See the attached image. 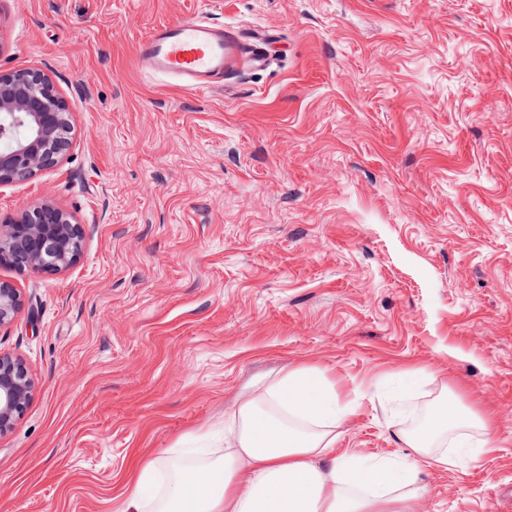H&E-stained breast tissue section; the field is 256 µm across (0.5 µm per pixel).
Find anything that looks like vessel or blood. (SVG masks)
Masks as SVG:
<instances>
[{
	"mask_svg": "<svg viewBox=\"0 0 512 512\" xmlns=\"http://www.w3.org/2000/svg\"><path fill=\"white\" fill-rule=\"evenodd\" d=\"M268 39H240L205 16L154 27L137 44V59L155 74L170 77L193 92L222 86L237 61L254 68L267 65Z\"/></svg>",
	"mask_w": 512,
	"mask_h": 512,
	"instance_id": "b4317fda",
	"label": "vessel or blood"
}]
</instances>
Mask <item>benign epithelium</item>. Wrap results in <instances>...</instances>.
I'll use <instances>...</instances> for the list:
<instances>
[{
    "label": "benign epithelium",
    "instance_id": "obj_1",
    "mask_svg": "<svg viewBox=\"0 0 512 512\" xmlns=\"http://www.w3.org/2000/svg\"><path fill=\"white\" fill-rule=\"evenodd\" d=\"M29 136L0 153V184L32 176L50 167L68 146L71 112L52 80L38 69L0 72V139H14L16 128ZM82 230L63 210L43 205L0 222V265L19 270L61 273L81 256ZM23 306L20 289L0 282V327ZM34 381L20 358L0 352V437L23 416Z\"/></svg>",
    "mask_w": 512,
    "mask_h": 512
}]
</instances>
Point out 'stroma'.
Masks as SVG:
<instances>
[{"label":"stroma","mask_w":512,"mask_h":512,"mask_svg":"<svg viewBox=\"0 0 512 512\" xmlns=\"http://www.w3.org/2000/svg\"><path fill=\"white\" fill-rule=\"evenodd\" d=\"M207 13L271 30L266 69L195 93L135 60ZM72 114L52 167L0 185L84 232L60 274L0 266V351L35 382L0 437V512H117L134 458L223 447L235 401L310 363L354 414L337 452L449 397L495 453L426 469L417 512L512 485V0H0V71ZM423 368L427 377L409 380ZM23 306L19 288L7 282H0V327L9 324Z\"/></svg>","instance_id":"1"}]
</instances>
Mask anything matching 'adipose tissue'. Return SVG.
Masks as SVG:
<instances>
[{
	"label": "adipose tissue",
	"mask_w": 512,
	"mask_h": 512,
	"mask_svg": "<svg viewBox=\"0 0 512 512\" xmlns=\"http://www.w3.org/2000/svg\"><path fill=\"white\" fill-rule=\"evenodd\" d=\"M352 413L321 370L297 367L241 399L225 453L192 467L134 461L122 512H414L419 474L454 463L434 448L450 429L480 431L478 442L456 441L459 455L497 448L492 418L449 402L422 429H393L403 458L368 461L336 451V431Z\"/></svg>",
	"instance_id": "ef3b65f1"
}]
</instances>
